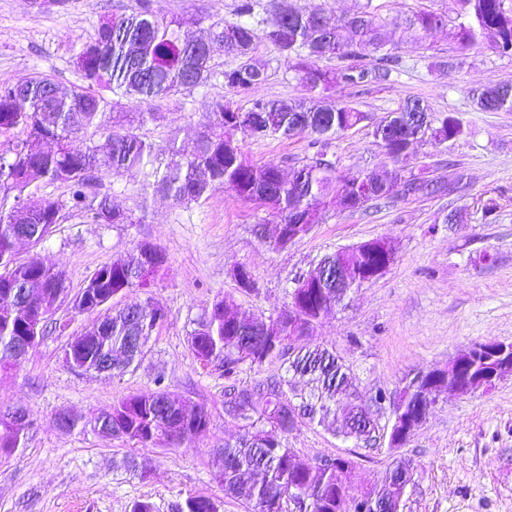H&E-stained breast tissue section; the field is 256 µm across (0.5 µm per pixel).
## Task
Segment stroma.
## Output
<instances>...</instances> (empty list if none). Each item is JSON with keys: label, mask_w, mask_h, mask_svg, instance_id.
I'll use <instances>...</instances> for the list:
<instances>
[{"label": "stroma", "mask_w": 512, "mask_h": 512, "mask_svg": "<svg viewBox=\"0 0 512 512\" xmlns=\"http://www.w3.org/2000/svg\"><path fill=\"white\" fill-rule=\"evenodd\" d=\"M161 15H202L214 22L233 16L235 0H152ZM386 19L419 10L445 13L447 23L427 34L396 31L399 65L391 82L338 85L328 103H351L381 118L406 100L423 99L435 114L459 118L463 138L443 145L422 143L419 153L436 174L454 171L464 186L449 195L398 198L352 210L335 207L319 224L283 250L269 242L268 214L217 190L200 203L182 204L155 192L142 173L107 176L101 190L114 206L137 216L134 224H86L75 215L55 225L37 246L17 248L19 262L41 261L64 271L71 290L88 273L127 255L140 243L161 247L167 257L153 288L113 297V307L136 301L158 304L168 319L154 333L141 362L123 376L78 373L63 362L68 337L83 333L93 315L66 309V335L48 334L29 349L15 369L0 371V409L22 407L32 425L25 448L0 454V512H130L147 499L155 512H173L191 493L223 500V512H243L224 496L215 479V451L243 434L224 414V377L203 367L188 347V336L205 309L220 296H234L247 316H267L288 301L294 280L325 255L373 239L391 242L393 264L376 281L353 290L318 324L314 342L332 347L350 367L364 394L400 389L416 373L447 365L460 350L487 339L512 342V112H483L472 101L477 87L512 84V56L481 44L459 50L453 38L454 0H376ZM138 0H61L50 10L31 9L29 0H0V84L33 73L71 87L80 77L72 59L81 39L112 14L136 8ZM447 60V72L431 70L432 58ZM253 62L264 80L248 93L231 96L222 79L191 92L153 102L156 120L141 129L158 149L176 142L192 149L213 102L231 99L293 100L303 87L277 52L257 42ZM309 138H242V150L257 163L283 169L312 155ZM328 155L340 172L366 173L391 167L371 126H358L332 140ZM498 208L485 216L482 205ZM458 223H445L448 213ZM247 268L253 289L235 278ZM164 388L171 396L205 406V433L178 447L132 446L87 427V420L129 394ZM67 412L82 427L60 428ZM288 445L305 462L354 451L353 441L302 423ZM401 453L417 467L404 512H512V378L488 390L447 394ZM131 458L135 470L114 468Z\"/></svg>", "instance_id": "stroma-1"}]
</instances>
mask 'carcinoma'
<instances>
[{
	"label": "carcinoma",
	"instance_id": "carcinoma-1",
	"mask_svg": "<svg viewBox=\"0 0 512 512\" xmlns=\"http://www.w3.org/2000/svg\"><path fill=\"white\" fill-rule=\"evenodd\" d=\"M458 6L460 22L454 38L460 50L487 41L499 54L512 56V0H458ZM258 7L260 0H237L234 19L211 24L209 37L198 39L191 27L203 18L160 15L151 0H138L136 11L112 15L90 40L81 43L75 57L81 83L62 91L52 78L32 75L0 85V357L32 331L33 320L8 310L7 299L15 290L25 292L31 303L47 311L66 301L59 295L65 285L63 272L39 262L17 261L20 236L28 237L29 244H39L65 209L90 224L134 223L130 214L108 210L109 199L100 193L101 178L106 175L145 170L153 178L154 191L187 204L201 202L216 189H227L241 201L265 206L277 218L273 247L278 249L285 248L280 225L292 224L310 212H326L341 190L351 198L350 208L358 209L372 200L390 203L398 196L441 195L457 189L463 174L433 177L426 163L409 166L413 156L406 151L408 136L417 132L435 144L462 137L465 129L456 117L438 116L417 98L376 122L349 103H315L316 95L338 83H383L396 70L398 56L388 48L387 23L372 0L325 27L319 23L322 15L316 7L300 11L288 0H270L262 14ZM444 19L440 13L420 10L396 25L409 32H427L442 26ZM260 37L283 58L309 97L256 100L245 109L232 100H218L194 151L185 155L174 150L173 158L163 162L162 153L139 133L155 113L125 112L123 100L149 104L190 92L217 75L233 94L246 93L264 79V72L250 60ZM224 53L236 55L240 62L218 73L215 57ZM333 57L340 60L335 69L318 65L319 60ZM474 103L481 111H512V86L478 88ZM107 110L118 113L117 123H104ZM365 122L372 124L375 137L387 127L388 155L394 163L375 173L371 197L365 195V182L358 177L338 179L336 162L327 152L331 138ZM239 133L257 139L305 133L313 156L287 178L274 163L248 161L237 141ZM101 139L107 148L99 145ZM403 173L408 176L404 182ZM37 182L62 185L65 199H47L43 206L23 211L25 191ZM378 261L377 253L360 245L343 248L321 264L360 271ZM144 265L137 246L126 257L86 276L105 316L99 332L88 334L90 340L82 348H77L76 341L67 342L63 361L71 370L94 368L108 349L116 355V371L123 373L145 354L167 311L136 302L115 311L108 307L113 297L147 287L141 280ZM350 291V286L334 278L309 281L294 287L295 314L285 307L267 318H245L235 301L224 297L204 311L189 334L195 357L224 372L228 380L224 413L245 430L239 442L216 450V479L224 495L245 504L247 512H337L344 501L348 512H372L374 504H387L390 512L405 507L401 495L414 483V472L404 466V458H394L379 483L357 492L354 458L328 456L312 466L286 442L299 418L333 428L330 416L342 402L353 417H365L368 400L354 387L349 367L326 347L301 345L304 330L317 325ZM131 336L142 337L139 347L127 345ZM275 361L286 365V374L237 384L243 365L260 367ZM289 372L308 377L309 390L297 391ZM95 422L99 433L135 447L156 445L166 435L173 436L174 445L179 446L207 429L209 414L159 390L124 396ZM337 433L364 448L381 445L378 425L371 420L363 426L344 425ZM26 435L0 430V453L10 455L24 447ZM176 512H219V506L208 496L190 494L177 504Z\"/></svg>",
	"mask_w": 512,
	"mask_h": 512
}]
</instances>
